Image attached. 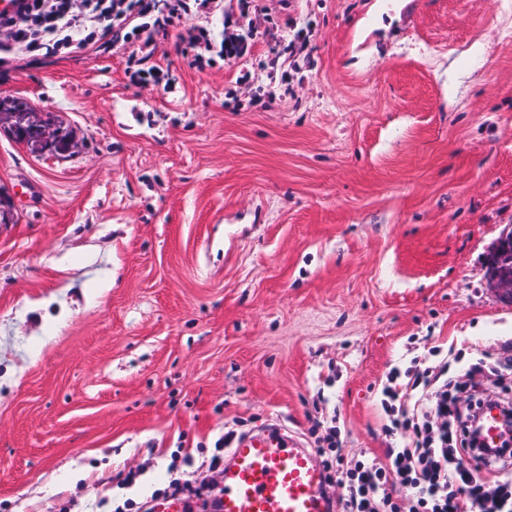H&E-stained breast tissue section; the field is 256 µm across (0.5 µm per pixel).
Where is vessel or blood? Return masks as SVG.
Instances as JSON below:
<instances>
[{
    "mask_svg": "<svg viewBox=\"0 0 512 512\" xmlns=\"http://www.w3.org/2000/svg\"><path fill=\"white\" fill-rule=\"evenodd\" d=\"M215 512H338L308 449L273 434L237 439L226 451Z\"/></svg>",
    "mask_w": 512,
    "mask_h": 512,
    "instance_id": "b4317fda",
    "label": "vessel or blood"
}]
</instances>
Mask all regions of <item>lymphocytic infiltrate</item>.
<instances>
[{"mask_svg":"<svg viewBox=\"0 0 512 512\" xmlns=\"http://www.w3.org/2000/svg\"><path fill=\"white\" fill-rule=\"evenodd\" d=\"M213 8L214 0H20L15 14H0V54L50 58L131 42L126 77L135 85H158L165 73L146 65L154 52L149 31L167 30L191 11L209 15ZM181 41L191 54L190 67L200 72L249 51L232 33L213 45L203 25L187 30ZM449 368L445 362L436 371L419 370L383 389L382 406L402 445L340 471L341 512H512V459L501 452L475 453L477 411L459 408ZM484 470L495 475V491L481 483Z\"/></svg>","mask_w":512,"mask_h":512,"instance_id":"lymphocytic-infiltrate-1","label":"lymphocytic infiltrate"}]
</instances>
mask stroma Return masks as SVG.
Wrapping results in <instances>:
<instances>
[{
  "instance_id": "1",
  "label": "stroma",
  "mask_w": 512,
  "mask_h": 512,
  "mask_svg": "<svg viewBox=\"0 0 512 512\" xmlns=\"http://www.w3.org/2000/svg\"><path fill=\"white\" fill-rule=\"evenodd\" d=\"M198 23L156 38L168 89L129 83L123 42L0 81L75 142L0 124V512H152L174 472L212 512L218 440L273 427L336 499L318 440L339 429L347 467L397 447L392 368L451 349L460 402L505 395L486 265L512 232V0H254L209 23L251 54L202 72ZM300 31L282 95L269 62ZM10 118L18 138L33 152H55L57 148L68 147L67 143H61L59 136H50L38 112H26L23 120L18 123H15V117Z\"/></svg>"
}]
</instances>
